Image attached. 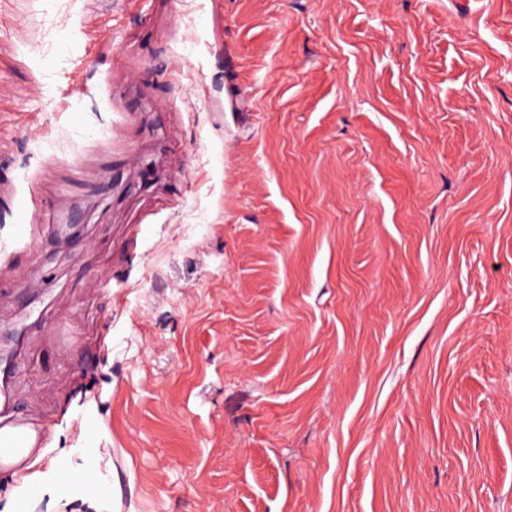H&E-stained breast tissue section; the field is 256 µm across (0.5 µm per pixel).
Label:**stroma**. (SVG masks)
<instances>
[{
  "label": "stroma",
  "mask_w": 512,
  "mask_h": 512,
  "mask_svg": "<svg viewBox=\"0 0 512 512\" xmlns=\"http://www.w3.org/2000/svg\"><path fill=\"white\" fill-rule=\"evenodd\" d=\"M0 336L121 512H512V0H0Z\"/></svg>",
  "instance_id": "obj_1"
}]
</instances>
